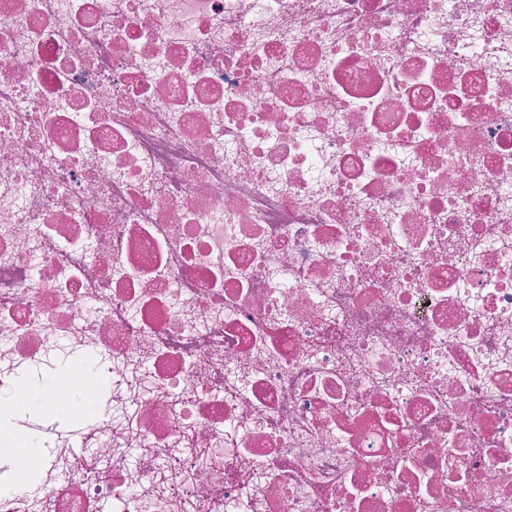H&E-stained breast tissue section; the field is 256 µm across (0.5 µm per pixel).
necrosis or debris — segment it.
Returning <instances> with one entry per match:
<instances>
[{"label": "necrosis or debris", "instance_id": "necrosis-or-debris-1", "mask_svg": "<svg viewBox=\"0 0 512 512\" xmlns=\"http://www.w3.org/2000/svg\"><path fill=\"white\" fill-rule=\"evenodd\" d=\"M57 342L105 467L0 512H512V0H0V375Z\"/></svg>", "mask_w": 512, "mask_h": 512}]
</instances>
